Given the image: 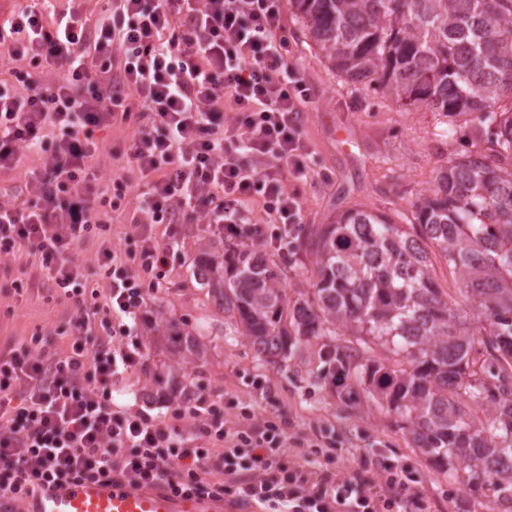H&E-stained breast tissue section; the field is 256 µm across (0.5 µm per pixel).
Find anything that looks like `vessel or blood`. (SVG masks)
Segmentation results:
<instances>
[{"instance_id":"b4317fda","label":"vessel or blood","mask_w":512,"mask_h":512,"mask_svg":"<svg viewBox=\"0 0 512 512\" xmlns=\"http://www.w3.org/2000/svg\"><path fill=\"white\" fill-rule=\"evenodd\" d=\"M27 512H224V505L206 496L174 497L109 482H77L46 486Z\"/></svg>"}]
</instances>
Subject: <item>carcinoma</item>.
Segmentation results:
<instances>
[{
    "label": "carcinoma",
    "instance_id": "cac0c4a2",
    "mask_svg": "<svg viewBox=\"0 0 512 512\" xmlns=\"http://www.w3.org/2000/svg\"><path fill=\"white\" fill-rule=\"evenodd\" d=\"M288 5L347 82L447 118L466 116L482 137L475 154L448 161L412 222L351 209L309 231L318 278L295 303L291 326L334 337L329 375L373 388L439 468L457 462L470 490L512 507V0ZM436 254L457 271L472 318L443 297L431 274ZM193 266L258 353L274 362L294 355L280 263L209 243ZM157 330L171 354L204 358L203 344L173 322ZM378 345L394 362L376 363L370 352ZM484 401L491 410L477 425L467 404Z\"/></svg>",
    "mask_w": 512,
    "mask_h": 512
}]
</instances>
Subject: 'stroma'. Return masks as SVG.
<instances>
[{
	"mask_svg": "<svg viewBox=\"0 0 512 512\" xmlns=\"http://www.w3.org/2000/svg\"><path fill=\"white\" fill-rule=\"evenodd\" d=\"M284 34L292 55L315 97L301 112V127L311 155L306 178H288L287 187L298 197L302 231L327 223L329 217L354 207L387 215L398 224L412 215V206L433 192L436 177L449 158L472 150L475 129L455 121L454 139L443 136L444 119L389 100L380 92L344 82L306 36L292 12L283 17ZM132 123H118L97 132L100 152L91 165L102 173L128 178L130 191L112 215L113 232L123 231L137 206L144 182L127 162ZM49 153H22L16 168L0 171V201L24 190L33 174L45 173ZM214 225L159 224L153 229L160 247L169 248L161 288L148 292L143 317L136 320L132 340L146 353L141 371L132 379L122 402L155 420L168 419L177 405L169 388L190 385L223 407L228 421L240 411L255 420L274 415L285 422L291 458L309 454L316 438L325 447L317 455L314 472L370 475V458L381 455L397 466L413 468L416 488L426 512H506L494 499L473 494L461 483L462 470L452 464L439 469L399 430L394 415L352 381L335 382L327 374V336L302 338L288 362L277 364L260 357L243 335L239 323L217 309L206 288L193 277L191 263L201 245L212 238ZM283 283L289 302L307 297L315 281L316 258L308 251L289 248L284 259ZM22 260L0 254V349L29 343L43 336L55 353H65L70 334L65 305L47 300V280L21 290ZM169 319L182 332L200 341L204 359L173 357L156 339L155 320ZM265 382L266 391L254 388Z\"/></svg>",
	"mask_w": 512,
	"mask_h": 512,
	"instance_id": "1",
	"label": "stroma"
}]
</instances>
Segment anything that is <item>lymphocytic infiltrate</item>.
Segmentation results:
<instances>
[{
	"mask_svg": "<svg viewBox=\"0 0 512 512\" xmlns=\"http://www.w3.org/2000/svg\"><path fill=\"white\" fill-rule=\"evenodd\" d=\"M283 0H112L88 25L80 11L27 7L0 26V51L53 73L0 84V170L20 150L52 147L35 197L0 202V252L26 253L70 308V345L42 337L0 351V512H16L45 485L107 480L203 495L260 512H407L411 469L376 458L378 478H312L288 457L276 418L228 426L205 397L155 420L116 401L144 362L122 318L137 319L160 287L168 252L152 228L202 220L286 252L303 222L288 177L308 173L299 113L312 94L283 33ZM236 114L226 117L225 107ZM135 121L129 160L145 178L130 222L132 250L103 246L107 294L88 289L74 257L111 235L109 193L122 177L91 172L96 131ZM261 200L265 221L243 209Z\"/></svg>",
	"mask_w": 512,
	"mask_h": 512,
	"instance_id": "obj_1",
	"label": "lymphocytic infiltrate"
}]
</instances>
